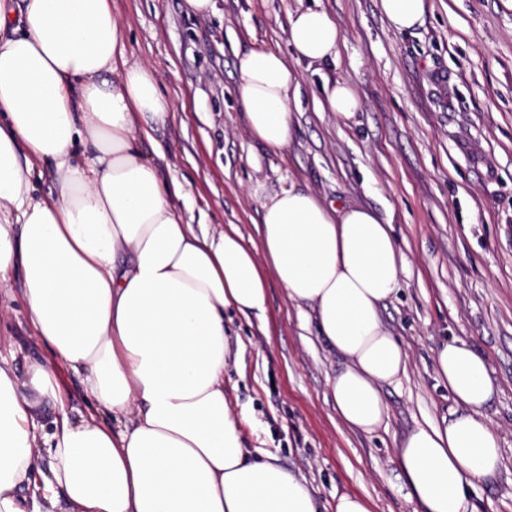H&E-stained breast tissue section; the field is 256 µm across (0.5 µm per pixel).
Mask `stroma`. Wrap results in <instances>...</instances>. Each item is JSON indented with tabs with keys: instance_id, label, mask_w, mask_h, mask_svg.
<instances>
[{
	"instance_id": "obj_1",
	"label": "stroma",
	"mask_w": 512,
	"mask_h": 512,
	"mask_svg": "<svg viewBox=\"0 0 512 512\" xmlns=\"http://www.w3.org/2000/svg\"><path fill=\"white\" fill-rule=\"evenodd\" d=\"M112 0L130 59L152 65L174 109L142 142L195 231L235 224L256 236L265 195L296 187L358 204L389 220L406 265L380 316L407 368L384 386L388 416L372 434L337 417L328 378L342 364L312 307L268 284L265 312L232 316L224 393L246 447L276 455L304 477L319 512L357 494L371 512H422L397 462L409 430L457 405L435 371L438 349L467 342L495 387L482 414L501 440L498 471L469 491L476 512H512V9L503 0H428L422 25L395 31L380 0ZM327 11L342 31L334 59L297 63L287 147L251 136L236 92L240 60L255 49L293 57L288 17ZM355 90L351 122L322 111L326 83ZM0 300V358L24 372L47 356L20 293Z\"/></svg>"
}]
</instances>
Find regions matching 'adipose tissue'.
Instances as JSON below:
<instances>
[{"label":"adipose tissue","mask_w":512,"mask_h":512,"mask_svg":"<svg viewBox=\"0 0 512 512\" xmlns=\"http://www.w3.org/2000/svg\"><path fill=\"white\" fill-rule=\"evenodd\" d=\"M22 3L0 0V291L21 273L49 357L21 375L0 363V512H317L303 477L244 445L224 395V312H263L271 278L310 303L346 362L328 381L336 414L373 433L406 364L379 314L404 270L391 224L288 188L263 202L259 242L234 224L197 234L139 149L173 104L126 57L112 0ZM341 40L326 11L288 19L297 60L334 58ZM298 86L280 53L239 63L247 130L270 150L290 139ZM41 165L56 181L46 195L31 180ZM61 365L81 378L84 414ZM436 369L459 410L409 432L397 459L424 512H471L474 480L501 464L481 415L494 386L463 341L438 350ZM58 382L69 394V404L73 408V414L78 411H86V397L80 383V378L66 366H59L57 369Z\"/></svg>","instance_id":"ef3b65f1"}]
</instances>
